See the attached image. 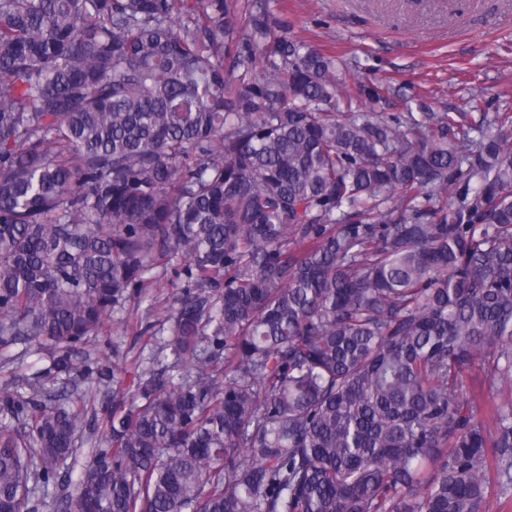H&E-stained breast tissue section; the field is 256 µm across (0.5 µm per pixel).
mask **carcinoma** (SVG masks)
<instances>
[{
	"instance_id": "obj_1",
	"label": "carcinoma",
	"mask_w": 512,
	"mask_h": 512,
	"mask_svg": "<svg viewBox=\"0 0 512 512\" xmlns=\"http://www.w3.org/2000/svg\"><path fill=\"white\" fill-rule=\"evenodd\" d=\"M358 67L271 0H0V353L49 342L74 379L0 389V512L512 493V113H389L371 80L354 110ZM182 259L166 367L129 394L86 344ZM468 396L473 398L474 412L478 418H487L490 410L499 402L496 385H491L481 371L473 370L463 375Z\"/></svg>"
}]
</instances>
